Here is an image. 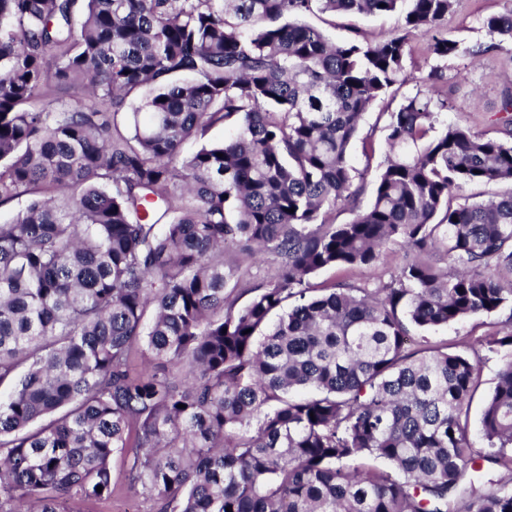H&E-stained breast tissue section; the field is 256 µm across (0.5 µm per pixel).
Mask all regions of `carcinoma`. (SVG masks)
I'll list each match as a JSON object with an SVG mask.
<instances>
[{"instance_id": "cac0c4a2", "label": "carcinoma", "mask_w": 512, "mask_h": 512, "mask_svg": "<svg viewBox=\"0 0 512 512\" xmlns=\"http://www.w3.org/2000/svg\"><path fill=\"white\" fill-rule=\"evenodd\" d=\"M453 5L0 0V206L30 196L0 222V512L111 499L117 452L149 512H512V327L485 340L511 354L481 448L478 362L406 346L512 306V192L452 205L512 182V117L501 139L437 133L404 98L364 209L349 157L410 34L462 52L437 32ZM314 11L404 33L336 42ZM483 26L512 42V7ZM65 85L83 95L34 108ZM395 247L388 284L310 283ZM140 351L165 365L133 371Z\"/></svg>"}]
</instances>
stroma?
<instances>
[{
	"instance_id": "obj_1",
	"label": "stroma",
	"mask_w": 512,
	"mask_h": 512,
	"mask_svg": "<svg viewBox=\"0 0 512 512\" xmlns=\"http://www.w3.org/2000/svg\"><path fill=\"white\" fill-rule=\"evenodd\" d=\"M507 6V0H455L452 11L441 22L440 28L449 38L457 40L461 47H464V54L456 57L435 58L428 53L423 36L410 37L411 54L407 60V81L391 88L363 114L360 121L361 138L354 141L349 148L351 163L364 184V192L360 197L361 206H368L373 199L378 166L385 157L386 111L394 109L403 97L429 95L428 77L431 73L441 75V83L448 101L447 109L440 113L441 122H460L485 137H500L499 109L502 94L506 80L512 79V43H493L483 26V21L488 16L502 13ZM305 21L336 41L358 35L380 40L398 33L401 29V19L395 14L366 17L313 13L307 15ZM474 46L485 47V54L478 58L469 55V48ZM366 136L371 137L376 144V153L370 158L365 157L362 149L361 140ZM401 261V254L392 253L384 258L377 269L345 271L331 268L316 274L313 281L317 284L346 281L374 288L389 283ZM511 324L512 311L503 309L490 315L470 317L445 328L419 330L415 333L417 342L452 352H462L479 360L480 395L474 398L471 404L469 428L470 438L478 447L483 444L478 424L481 397L494 389L503 354L478 345L477 340ZM112 480L120 486V494L113 496L111 500L85 506L84 512H148V504L124 487L123 454H116L112 459Z\"/></svg>"
}]
</instances>
